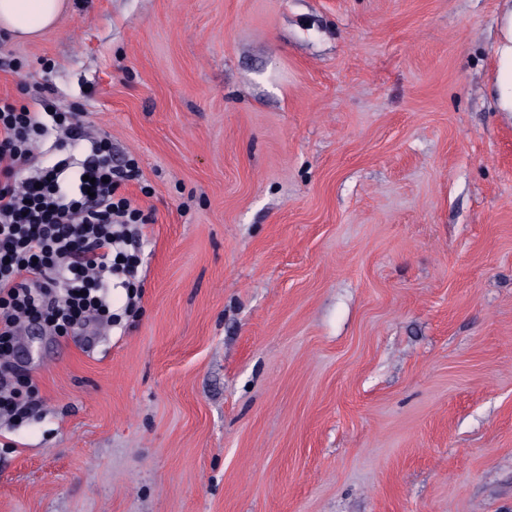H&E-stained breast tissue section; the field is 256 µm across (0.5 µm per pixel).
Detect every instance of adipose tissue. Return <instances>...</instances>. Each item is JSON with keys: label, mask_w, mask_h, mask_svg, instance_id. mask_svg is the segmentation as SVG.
I'll return each mask as SVG.
<instances>
[{"label": "adipose tissue", "mask_w": 512, "mask_h": 512, "mask_svg": "<svg viewBox=\"0 0 512 512\" xmlns=\"http://www.w3.org/2000/svg\"><path fill=\"white\" fill-rule=\"evenodd\" d=\"M67 6V0H0V32L27 41L52 27ZM496 86L499 104L512 112V10L501 22L497 45Z\"/></svg>", "instance_id": "1"}]
</instances>
